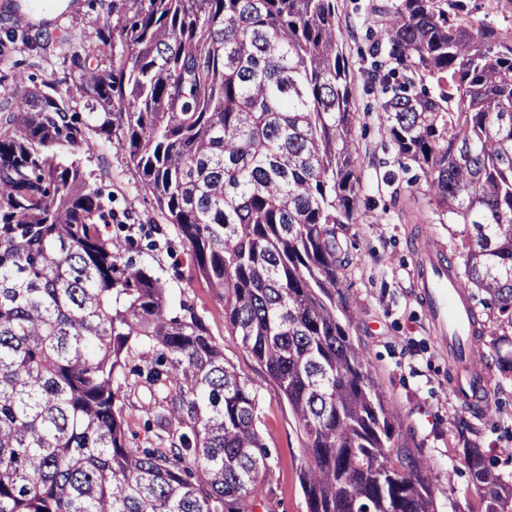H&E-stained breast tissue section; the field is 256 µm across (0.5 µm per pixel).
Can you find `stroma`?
I'll return each mask as SVG.
<instances>
[{
  "mask_svg": "<svg viewBox=\"0 0 512 512\" xmlns=\"http://www.w3.org/2000/svg\"><path fill=\"white\" fill-rule=\"evenodd\" d=\"M394 0H336L343 50L353 77L356 107L355 145L360 155V221L337 230L344 242L341 287L355 313L354 340L368 351L375 375L394 411L393 429L399 447L420 449L429 466L439 512H478L480 493L464 461L468 440H476L495 463L505 482L512 483V378L494 365L493 338L481 336L485 369L491 378L488 411L468 406L451 390L455 367L417 296L413 241L431 233L445 248L455 268H462L458 250L463 227L442 222L429 203L422 170L402 159L386 132L381 107L384 95L371 77V52L384 40L385 6ZM460 17L490 24L512 34V0H455ZM111 0H69L67 7L35 10L30 0L15 6L0 0V38L7 32L53 37L47 50L16 44L0 57V100L36 85L69 82L77 66H109L120 57V41L100 48L98 32L117 25ZM79 34L82 52L69 45ZM94 182L112 198V208L128 213L136 225L127 232L109 224L103 232L122 258H137L138 248L158 241L152 264L171 293L203 317L224 357L260 390V429L269 452L276 512H306L298 470L300 443L296 426L275 387L224 325V305L199 280L177 229L165 223L153 199L126 165L120 138L81 157Z\"/></svg>",
  "mask_w": 512,
  "mask_h": 512,
  "instance_id": "1",
  "label": "stroma"
}]
</instances>
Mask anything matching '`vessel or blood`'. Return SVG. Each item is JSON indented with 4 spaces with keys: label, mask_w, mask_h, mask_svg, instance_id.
Here are the masks:
<instances>
[{
    "label": "vessel or blood",
    "mask_w": 512,
    "mask_h": 512,
    "mask_svg": "<svg viewBox=\"0 0 512 512\" xmlns=\"http://www.w3.org/2000/svg\"><path fill=\"white\" fill-rule=\"evenodd\" d=\"M417 252L420 261L416 277L423 304L441 340L447 342L457 368L453 391L460 398L485 404L489 376L474 342L468 293L460 278L449 271V260L434 236L422 235Z\"/></svg>",
    "instance_id": "b4317fda"
}]
</instances>
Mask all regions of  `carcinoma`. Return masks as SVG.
<instances>
[{
	"label": "carcinoma",
	"instance_id": "obj_1",
	"mask_svg": "<svg viewBox=\"0 0 512 512\" xmlns=\"http://www.w3.org/2000/svg\"><path fill=\"white\" fill-rule=\"evenodd\" d=\"M122 54L74 89L0 104V512H274L259 390L175 308L76 158L119 132L127 166L186 243L224 324L296 424L307 512H438L422 459L351 337L336 225L359 222L356 115L336 0H120ZM397 0L383 102L430 204L465 225L458 276L512 327V39ZM149 392L144 448L127 402ZM482 512H512L479 448Z\"/></svg>",
	"mask_w": 512,
	"mask_h": 512
}]
</instances>
